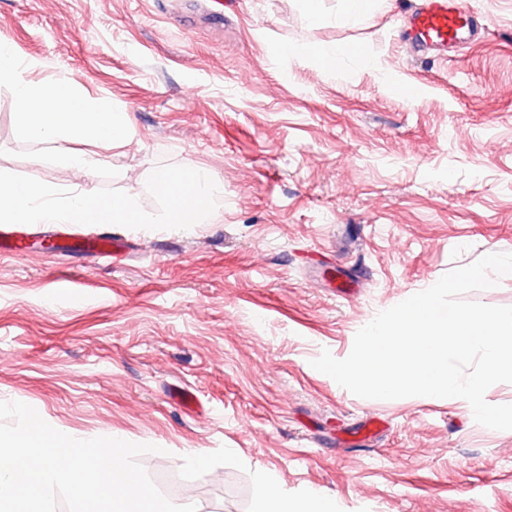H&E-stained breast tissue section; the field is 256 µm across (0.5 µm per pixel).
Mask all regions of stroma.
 <instances>
[{
	"mask_svg": "<svg viewBox=\"0 0 512 512\" xmlns=\"http://www.w3.org/2000/svg\"><path fill=\"white\" fill-rule=\"evenodd\" d=\"M399 2L313 27L301 0H0L29 81L67 78L131 121L90 172L61 168L2 85L0 170L151 213L153 167L224 185L218 223L116 227L135 244L120 260L0 256V401L154 445L141 464L197 512H255L261 468L335 512H512V430L462 399L361 398L311 365L453 267L512 253V0H469L489 30L451 63L407 55ZM332 44L360 53L331 70L312 50ZM190 448L209 467L186 469Z\"/></svg>",
	"mask_w": 512,
	"mask_h": 512,
	"instance_id": "obj_1",
	"label": "stroma"
}]
</instances>
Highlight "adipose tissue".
Listing matches in <instances>:
<instances>
[{"label": "adipose tissue", "mask_w": 512, "mask_h": 512, "mask_svg": "<svg viewBox=\"0 0 512 512\" xmlns=\"http://www.w3.org/2000/svg\"><path fill=\"white\" fill-rule=\"evenodd\" d=\"M29 62L21 60L9 44L0 42V85L9 86L16 102V117L24 136L49 143L54 157L64 167L86 172L97 160L89 154L73 152L75 140L112 145L129 139L126 113L100 106L79 94L65 78L47 85L30 82L26 73ZM257 512H334L328 498L310 493L291 496L283 491L277 477L260 471L256 485Z\"/></svg>", "instance_id": "adipose-tissue-1"}]
</instances>
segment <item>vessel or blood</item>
Listing matches in <instances>:
<instances>
[{
  "label": "vessel or blood",
  "mask_w": 512,
  "mask_h": 512,
  "mask_svg": "<svg viewBox=\"0 0 512 512\" xmlns=\"http://www.w3.org/2000/svg\"><path fill=\"white\" fill-rule=\"evenodd\" d=\"M402 28L410 42L411 53L422 55L429 51L451 61L458 48L470 37L487 30L486 20L474 12L467 0H416L402 16ZM28 236L21 225L9 224L0 228V254L20 256L27 249ZM61 247L89 250L112 257L128 252V240L103 232L86 237H66Z\"/></svg>",
  "instance_id": "1"
}]
</instances>
